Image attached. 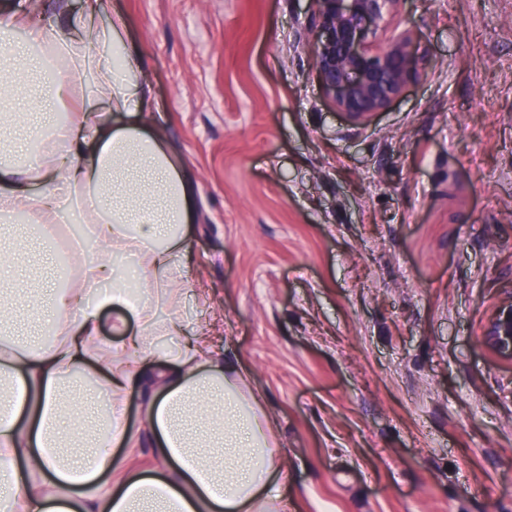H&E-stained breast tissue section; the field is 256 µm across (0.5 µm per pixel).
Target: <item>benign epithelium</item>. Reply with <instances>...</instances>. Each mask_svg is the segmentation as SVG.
Masks as SVG:
<instances>
[{"mask_svg":"<svg viewBox=\"0 0 512 512\" xmlns=\"http://www.w3.org/2000/svg\"><path fill=\"white\" fill-rule=\"evenodd\" d=\"M401 0H317L311 56L328 99L361 121L388 107L417 74L413 38L403 31L381 46L368 42L380 28L400 26ZM484 345L512 362V300L502 303L482 336Z\"/></svg>","mask_w":512,"mask_h":512,"instance_id":"1","label":"benign epithelium"}]
</instances>
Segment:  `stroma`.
<instances>
[{
	"label": "stroma",
	"mask_w": 512,
	"mask_h": 512,
	"mask_svg": "<svg viewBox=\"0 0 512 512\" xmlns=\"http://www.w3.org/2000/svg\"><path fill=\"white\" fill-rule=\"evenodd\" d=\"M192 178L183 298L275 423L295 512H512V0H400L416 77L325 96L315 0H112ZM484 345L498 357L512 362V300L502 303L482 336Z\"/></svg>",
	"instance_id": "stroma-1"
}]
</instances>
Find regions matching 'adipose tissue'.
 <instances>
[{"label": "adipose tissue", "instance_id": "adipose-tissue-1", "mask_svg": "<svg viewBox=\"0 0 512 512\" xmlns=\"http://www.w3.org/2000/svg\"><path fill=\"white\" fill-rule=\"evenodd\" d=\"M110 15L108 29L97 17ZM67 71L29 59L18 29ZM126 21L110 0H86L65 27L0 17V215L33 212V241L55 262V232L81 214L79 277L68 293L48 286L52 341L35 347L0 341V512H286L279 493L274 423L243 374L217 363L204 337L151 357L149 344L179 335L178 303L191 286L181 256L195 215L194 187L178 155L154 125L142 68L127 65ZM89 77L70 88L72 71ZM41 73L65 126L15 123L6 102ZM101 111L90 109L91 102ZM134 259L139 295L121 285ZM24 244L0 234V321H14L29 290ZM129 309L137 323L98 330L101 311ZM148 391L141 433H129L130 393ZM149 443L163 476L114 465L112 449Z\"/></svg>", "mask_w": 512, "mask_h": 512}]
</instances>
